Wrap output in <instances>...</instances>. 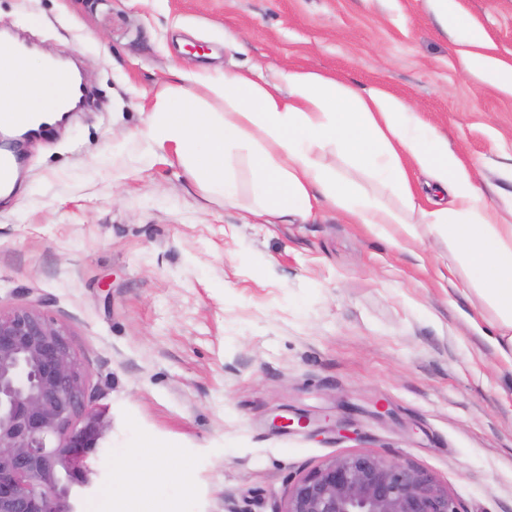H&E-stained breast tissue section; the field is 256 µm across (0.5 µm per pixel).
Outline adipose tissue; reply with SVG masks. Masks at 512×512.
<instances>
[{
	"label": "adipose tissue",
	"mask_w": 512,
	"mask_h": 512,
	"mask_svg": "<svg viewBox=\"0 0 512 512\" xmlns=\"http://www.w3.org/2000/svg\"><path fill=\"white\" fill-rule=\"evenodd\" d=\"M443 26L463 46L468 72L512 90V63L483 53L482 31L461 19L455 0H428ZM11 69L0 71V93L13 112H32L55 123L75 98L62 90L78 76L49 56L18 46ZM207 96L173 85L159 95L138 131L146 155L166 152L202 191L238 202L236 164L249 174L253 216L287 222L313 210H340L397 245L421 230L447 237L456 260L449 277H462L493 315L489 341L512 364V221L488 201L447 139L406 100L382 90L361 93L304 69L282 73L266 86L251 71L216 73L202 81ZM332 150L369 173L397 198L390 206L350 176L324 164ZM427 172L436 197L416 201L410 169Z\"/></svg>",
	"instance_id": "ef3b65f1"
}]
</instances>
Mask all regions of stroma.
Here are the masks:
<instances>
[{
  "label": "stroma",
  "mask_w": 512,
  "mask_h": 512,
  "mask_svg": "<svg viewBox=\"0 0 512 512\" xmlns=\"http://www.w3.org/2000/svg\"><path fill=\"white\" fill-rule=\"evenodd\" d=\"M456 3L512 62V0ZM0 28L77 61L90 92L0 198V309L63 328L105 413L76 512L182 458L164 512H280L295 479L356 452L428 470L462 512H512V365L479 298L437 277L447 241L399 249L331 210L268 224L131 137L172 69L276 84L301 67L406 99L511 199L512 93L464 70L426 0H0Z\"/></svg>",
  "instance_id": "1"
}]
</instances>
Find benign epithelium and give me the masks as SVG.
Masks as SVG:
<instances>
[{
  "label": "benign epithelium",
  "mask_w": 512,
  "mask_h": 512,
  "mask_svg": "<svg viewBox=\"0 0 512 512\" xmlns=\"http://www.w3.org/2000/svg\"><path fill=\"white\" fill-rule=\"evenodd\" d=\"M105 429L66 332L33 308L0 310V512H74ZM279 512H462L430 473L370 452L300 476Z\"/></svg>",
  "instance_id": "benign-epithelium-1"
}]
</instances>
